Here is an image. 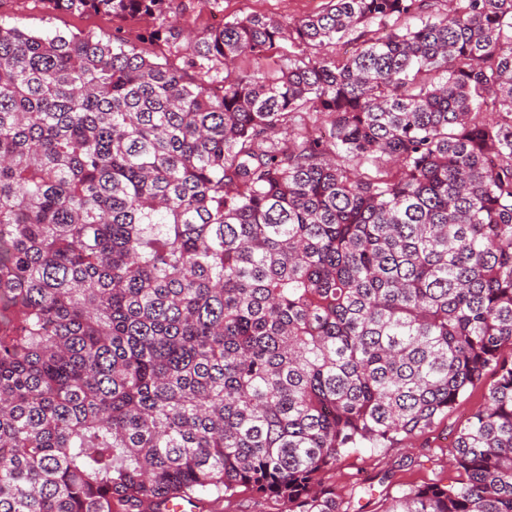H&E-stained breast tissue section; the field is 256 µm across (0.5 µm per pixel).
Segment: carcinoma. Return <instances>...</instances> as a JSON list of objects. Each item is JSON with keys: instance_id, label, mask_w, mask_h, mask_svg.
I'll return each instance as SVG.
<instances>
[{"instance_id": "obj_1", "label": "carcinoma", "mask_w": 512, "mask_h": 512, "mask_svg": "<svg viewBox=\"0 0 512 512\" xmlns=\"http://www.w3.org/2000/svg\"><path fill=\"white\" fill-rule=\"evenodd\" d=\"M153 38L0 23V512H350L322 476L492 365L457 478L382 512H512V0ZM212 498H206L199 502L200 509L196 512H281L283 506L274 499H258L249 490L243 487L238 489V493L233 496L229 502H221L220 510H212L208 506ZM224 506L226 511H224Z\"/></svg>"}]
</instances>
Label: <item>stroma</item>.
Segmentation results:
<instances>
[{"label":"stroma","mask_w":512,"mask_h":512,"mask_svg":"<svg viewBox=\"0 0 512 512\" xmlns=\"http://www.w3.org/2000/svg\"><path fill=\"white\" fill-rule=\"evenodd\" d=\"M180 10L166 17L131 21L118 15L88 12L72 14L51 10L46 0H0V23L37 34L93 35L119 37L137 50L166 54L163 43L153 40L154 30L174 25L201 30L221 25L228 16L260 13L281 23L316 13L325 0H224L214 9L210 0H182ZM496 379L487 369L482 381L470 388L460 402L441 415L424 435L402 440L390 448H361L344 455L325 477V484L351 502L354 512H378L381 502L399 489L428 483L446 484L457 473L450 448L457 430L482 404L488 387Z\"/></svg>","instance_id":"stroma-1"}]
</instances>
